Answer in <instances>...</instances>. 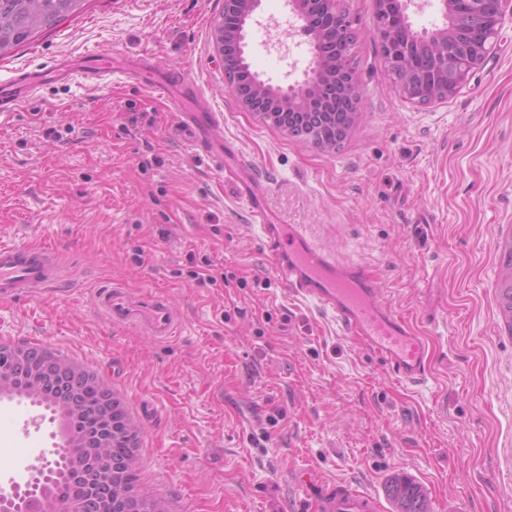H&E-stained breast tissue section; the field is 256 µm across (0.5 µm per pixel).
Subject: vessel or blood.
Segmentation results:
<instances>
[{"label": "vessel or blood", "instance_id": "vessel-or-blood-1", "mask_svg": "<svg viewBox=\"0 0 512 512\" xmlns=\"http://www.w3.org/2000/svg\"><path fill=\"white\" fill-rule=\"evenodd\" d=\"M111 61L93 58L82 65V77L101 84L112 76ZM42 86L39 72L0 82V116L17 109ZM185 92L194 97L192 110H177L176 117L191 147L216 165H223L224 150L217 147L218 119L194 86ZM273 257L275 271L289 292L315 302L332 313L346 334L375 353L396 380L419 384L425 380L432 354L428 337L383 299L381 284L362 265L339 264L319 250L293 224H272L264 211L252 208ZM64 265L56 250L45 244L0 242V300L32 299L57 291ZM97 309L112 323L122 324L154 339L175 335L180 316L167 297L136 294L120 284L98 288L93 295ZM312 512H382L378 498L346 482L313 485L310 476L299 479Z\"/></svg>", "mask_w": 512, "mask_h": 512}]
</instances>
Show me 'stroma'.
Here are the masks:
<instances>
[{"instance_id": "obj_1", "label": "stroma", "mask_w": 512, "mask_h": 512, "mask_svg": "<svg viewBox=\"0 0 512 512\" xmlns=\"http://www.w3.org/2000/svg\"><path fill=\"white\" fill-rule=\"evenodd\" d=\"M356 19L361 117L333 151L241 109L212 31L223 0H90L78 17L0 58V79L45 72L0 120V239L42 241L68 276L40 299L0 301V341L49 347L100 377L139 430V483L168 512H300L301 473L374 493L409 476L430 512H512V330L499 311L512 242V24L466 88L404 101L384 73L371 0ZM253 70L298 80L311 54L285 0L248 30ZM90 53L110 84L55 77ZM180 70L235 149L197 156L151 80ZM253 172L272 223L296 224L336 262L359 263L434 344L427 378L397 382L315 304L290 295L252 226L235 168ZM211 260L216 282L189 275ZM166 295L178 334L105 319L100 285ZM58 426L0 397V490L50 459Z\"/></svg>"}]
</instances>
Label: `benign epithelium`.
<instances>
[{
  "label": "benign epithelium",
  "mask_w": 512,
  "mask_h": 512,
  "mask_svg": "<svg viewBox=\"0 0 512 512\" xmlns=\"http://www.w3.org/2000/svg\"><path fill=\"white\" fill-rule=\"evenodd\" d=\"M471 8L464 10L459 0H438L442 24L431 30L418 31L408 21L410 6L416 0H372L375 31L381 48L389 54L400 95L414 105L445 101L466 87L495 47L505 19H512V0H495L489 11L475 0H466ZM286 6L298 27L314 47L321 42L335 46L330 56L312 55L302 81L287 86H274L255 77L250 90L237 89L236 62L224 61L230 90L240 108L253 112L264 121L285 129L289 134L323 150L329 149L315 139V133L298 134L288 126L290 113L328 112L336 98L350 100L348 112L357 118L362 96L361 86L350 64L354 23L337 8V0H287ZM260 0H224V17L237 16L242 27H224L217 32L218 43L237 42L248 47V24L256 21ZM491 30L486 41L472 38L480 30ZM37 512H81L75 501L50 493L38 497Z\"/></svg>",
  "instance_id": "obj_1"
}]
</instances>
